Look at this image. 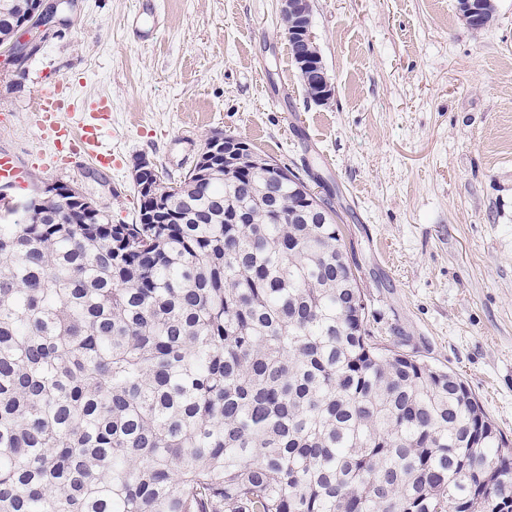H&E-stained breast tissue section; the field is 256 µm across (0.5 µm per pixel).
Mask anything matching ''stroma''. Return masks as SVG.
Returning a JSON list of instances; mask_svg holds the SVG:
<instances>
[{
  "mask_svg": "<svg viewBox=\"0 0 512 512\" xmlns=\"http://www.w3.org/2000/svg\"><path fill=\"white\" fill-rule=\"evenodd\" d=\"M141 4L164 23L150 42L128 20ZM494 6L475 31L457 0H310L335 90L319 106L280 0H78L25 73L0 76V148L29 183L79 186L116 224L136 219V158L173 183L215 134L319 177L374 336L454 372L512 439V0ZM59 81L64 120L111 100V171L86 156L48 167L30 106Z\"/></svg>",
  "mask_w": 512,
  "mask_h": 512,
  "instance_id": "1",
  "label": "stroma"
}]
</instances>
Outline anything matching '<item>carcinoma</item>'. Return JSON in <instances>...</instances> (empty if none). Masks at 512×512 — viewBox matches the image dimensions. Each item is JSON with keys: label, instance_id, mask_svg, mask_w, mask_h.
Instances as JSON below:
<instances>
[{"label": "carcinoma", "instance_id": "1", "mask_svg": "<svg viewBox=\"0 0 512 512\" xmlns=\"http://www.w3.org/2000/svg\"><path fill=\"white\" fill-rule=\"evenodd\" d=\"M256 156L133 224L0 197V512H512V444Z\"/></svg>", "mask_w": 512, "mask_h": 512}]
</instances>
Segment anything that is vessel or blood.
<instances>
[{"label": "vessel or blood", "mask_w": 512, "mask_h": 512, "mask_svg": "<svg viewBox=\"0 0 512 512\" xmlns=\"http://www.w3.org/2000/svg\"><path fill=\"white\" fill-rule=\"evenodd\" d=\"M61 88L40 89L33 96V120L42 138L53 139L57 147L56 162L66 164L73 162L78 152L95 154L99 164L108 166L112 163L111 152L101 148V131L112 120V103L110 100L99 99L94 107L93 122L80 126L79 134H71L70 130L62 125L58 114L63 106ZM26 173L16 157L9 151L0 150V184L24 185Z\"/></svg>", "instance_id": "obj_1"}]
</instances>
